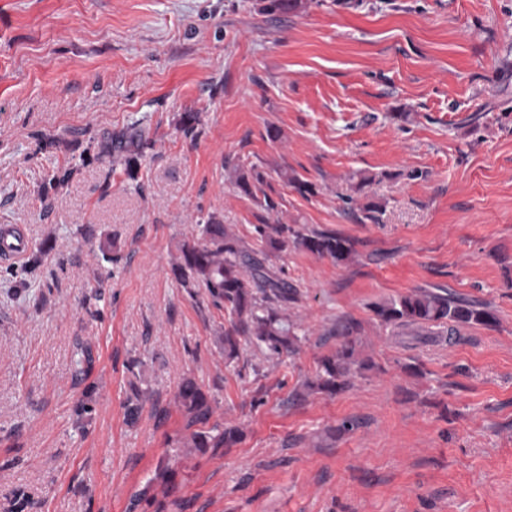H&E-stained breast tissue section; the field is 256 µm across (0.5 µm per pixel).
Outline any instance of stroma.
Returning <instances> with one entry per match:
<instances>
[{
	"label": "stroma",
	"instance_id": "stroma-1",
	"mask_svg": "<svg viewBox=\"0 0 512 512\" xmlns=\"http://www.w3.org/2000/svg\"><path fill=\"white\" fill-rule=\"evenodd\" d=\"M135 123L136 181L80 164ZM211 215L353 241L274 257L296 354L226 360L228 311L174 277ZM0 224L32 241L0 262V512H512V0H0ZM415 292L498 323L381 324ZM348 321L363 368L308 389ZM187 380L239 443L188 448Z\"/></svg>",
	"mask_w": 512,
	"mask_h": 512
}]
</instances>
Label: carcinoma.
<instances>
[{"mask_svg": "<svg viewBox=\"0 0 512 512\" xmlns=\"http://www.w3.org/2000/svg\"><path fill=\"white\" fill-rule=\"evenodd\" d=\"M304 7L303 0H262L260 11L274 16L295 14ZM152 147L149 139L136 131L109 133L90 139L79 159L86 162L92 149L97 157H115L123 166L127 179L135 181L146 150ZM265 182L260 171L242 172L236 179L238 189L247 196ZM202 239L185 242L173 267L176 279L186 288H202L214 306L224 308L231 316V327L221 342L224 355L233 360L239 354V338L244 337L271 354L281 355L297 350L299 337L295 326L282 314V309L297 300V288L281 277L270 263L271 256L288 250V243L337 263L347 261L353 253V243L334 233L303 235L293 233L288 240V228L276 227L269 232L257 228L258 244L249 247L228 232L216 216L201 222ZM375 314L385 325L409 327L426 324H472L492 327L497 323L495 311L487 304L465 303L453 296L432 293L402 295L375 307ZM355 327L343 328L342 341L336 353L324 357L315 381L308 387L334 395L348 385L347 376L357 364ZM178 397L189 415L190 424H204L211 413L205 393L192 381L185 382ZM241 439V433L230 428L217 436L200 430L192 434L193 448H221Z\"/></svg>", "mask_w": 512, "mask_h": 512, "instance_id": "carcinoma-1", "label": "carcinoma"}]
</instances>
